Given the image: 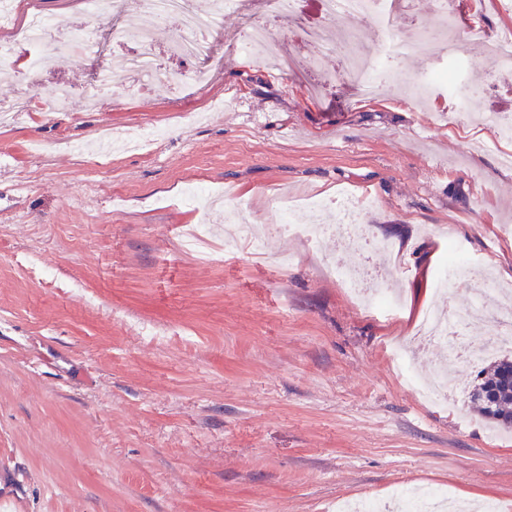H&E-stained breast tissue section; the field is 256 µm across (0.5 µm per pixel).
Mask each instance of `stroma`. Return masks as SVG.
<instances>
[{
  "label": "stroma",
  "instance_id": "1",
  "mask_svg": "<svg viewBox=\"0 0 512 512\" xmlns=\"http://www.w3.org/2000/svg\"><path fill=\"white\" fill-rule=\"evenodd\" d=\"M434 0L394 16L405 40L432 30ZM453 37L492 92L470 114L433 118L435 105L378 89L359 96L322 40L318 0H298L275 30L295 61L282 72L234 39L271 16L270 0L224 13L210 81L180 80L167 56L180 20L158 22L142 0L99 18L84 0H40L71 39L31 92L30 111L0 126V497L16 512H334L349 498L399 485L435 486L512 512V432L488 425L469 392L478 366L446 360L417 336L430 307L466 312L470 276L437 291V267L456 246L503 291L489 321L458 327L485 360L512 357V151L482 118L512 117V77L487 54L512 28L501 0H450ZM156 34L161 80L98 76L121 57L125 25ZM93 106L54 110L59 84ZM165 128L141 151L92 155L104 133ZM226 187L248 217L275 224L278 201L367 198L370 236L394 252L335 235L309 244L271 234L266 256L224 249L184 253L179 235L200 211L188 187ZM343 253L382 270L397 313L364 310L327 266ZM156 335H138V324ZM413 368L448 370L454 408L407 388L391 348Z\"/></svg>",
  "mask_w": 512,
  "mask_h": 512
}]
</instances>
